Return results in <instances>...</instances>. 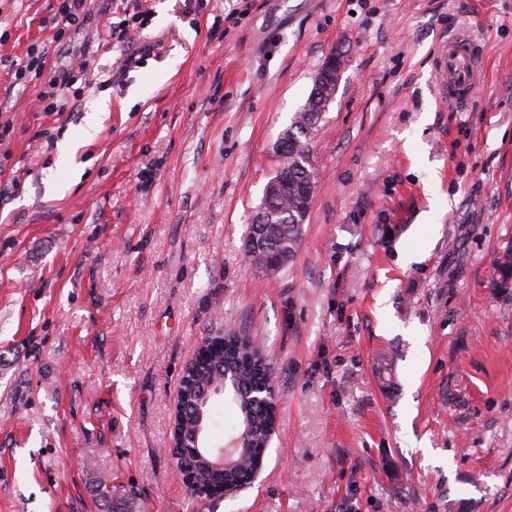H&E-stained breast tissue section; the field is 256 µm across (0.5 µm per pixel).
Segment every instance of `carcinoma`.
I'll return each instance as SVG.
<instances>
[{
	"instance_id": "carcinoma-1",
	"label": "carcinoma",
	"mask_w": 512,
	"mask_h": 512,
	"mask_svg": "<svg viewBox=\"0 0 512 512\" xmlns=\"http://www.w3.org/2000/svg\"><path fill=\"white\" fill-rule=\"evenodd\" d=\"M337 83L336 79L328 81L321 96L315 101L307 100L286 129L288 143L283 165L288 168V187L280 188L273 195L264 193L255 212L262 216V224L253 222L247 228L249 233L257 231L261 225L266 228L267 252L250 258L251 265L260 270L265 269L267 255H277L284 266L299 249L303 226L317 188L309 160L308 140L318 130L333 100ZM496 271L492 286L511 291L512 246L503 251L496 263ZM216 340L222 342V346L197 352L195 361L185 369L184 378L189 380V385L181 388L183 413L177 430L190 436L198 424L207 428L212 420L211 399L222 393L237 408V419L231 430L237 432L242 444L251 449L250 459L257 460L264 455L275 431V410L252 399L256 388L272 385L270 364L265 355L243 336L228 332ZM377 373L383 388L391 393L397 391L392 361L385 354L379 355ZM180 464L191 474L189 490L192 496L200 501L210 498V487L216 485L217 479L205 462L188 452L181 454Z\"/></svg>"
}]
</instances>
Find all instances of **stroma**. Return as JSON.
I'll list each match as a JSON object with an SVG mask.
<instances>
[{"label":"stroma","instance_id":"35a3bbf8","mask_svg":"<svg viewBox=\"0 0 512 512\" xmlns=\"http://www.w3.org/2000/svg\"><path fill=\"white\" fill-rule=\"evenodd\" d=\"M146 5L133 46L152 52L109 86L101 0L63 32L58 0H0V512H103L101 481L132 512H512V297L491 286L512 242V0ZM462 30L484 78L459 107L433 59ZM33 49L46 77L90 57L73 109L16 80ZM335 54L300 248L259 271L246 226ZM229 331L269 359L277 426L257 478L202 506L173 409L195 345Z\"/></svg>","mask_w":512,"mask_h":512}]
</instances>
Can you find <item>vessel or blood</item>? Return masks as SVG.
<instances>
[{
  "label": "vessel or blood",
  "instance_id": "vessel-or-blood-1",
  "mask_svg": "<svg viewBox=\"0 0 512 512\" xmlns=\"http://www.w3.org/2000/svg\"><path fill=\"white\" fill-rule=\"evenodd\" d=\"M434 73L440 93L452 103L460 105L468 100L483 78V67L479 50L467 33H457L440 44Z\"/></svg>",
  "mask_w": 512,
  "mask_h": 512
}]
</instances>
